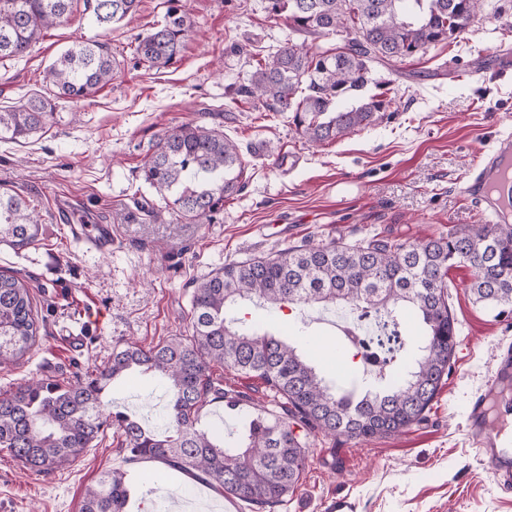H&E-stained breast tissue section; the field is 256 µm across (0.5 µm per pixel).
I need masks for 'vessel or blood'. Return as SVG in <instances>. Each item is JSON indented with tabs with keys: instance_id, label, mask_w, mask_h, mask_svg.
Segmentation results:
<instances>
[{
	"instance_id": "vessel-or-blood-1",
	"label": "vessel or blood",
	"mask_w": 512,
	"mask_h": 512,
	"mask_svg": "<svg viewBox=\"0 0 512 512\" xmlns=\"http://www.w3.org/2000/svg\"><path fill=\"white\" fill-rule=\"evenodd\" d=\"M467 197L478 204L492 223L512 222V137H499L492 157L471 176L465 187ZM57 212L72 237L88 240L98 250L112 247V227L108 224H90L80 217L76 205L68 199L60 200ZM492 383L500 388L512 386V348L500 347L495 353ZM484 396H476L470 405L468 429L479 455L487 464L499 489L512 494V437L500 435L486 420Z\"/></svg>"
}]
</instances>
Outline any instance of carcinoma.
Wrapping results in <instances>:
<instances>
[{
    "instance_id": "1",
    "label": "carcinoma",
    "mask_w": 512,
    "mask_h": 512,
    "mask_svg": "<svg viewBox=\"0 0 512 512\" xmlns=\"http://www.w3.org/2000/svg\"><path fill=\"white\" fill-rule=\"evenodd\" d=\"M286 15L295 34L341 38L324 49L293 40L258 60L238 94L272 112H291L299 135L313 144L336 141L374 124L391 105L383 92L368 98L372 65L402 62L465 31L486 0H267ZM78 0H0V59L24 54L42 30L74 13ZM162 24L136 38L135 56L166 68L191 28L187 0H169ZM102 27L136 11L138 0H84ZM112 55L96 41L76 44L46 71L47 96L0 111V136L26 138L54 115V100H81L112 82ZM343 100L356 104L342 108ZM245 161L223 133L184 124L161 136L143 167L146 183L165 208L191 224H210L224 199L244 187ZM38 212L0 189V244L15 250L39 241ZM474 269V301L501 317L512 313V224H464L446 237L392 244L330 242L285 248L271 256L230 263L198 282L191 295L192 335L148 349L116 348L95 373L73 382L34 380L0 393V451L34 473L75 462L109 425L103 397L112 381L131 372L159 377L168 395L167 423L152 431L115 414L133 458L158 460L208 483L227 497L272 509L298 483L310 436L368 440L392 436L419 422L448 376L458 344L448 304V271ZM255 300L339 306L353 317L358 372L329 384L310 354L235 317L230 305ZM37 336L27 282L0 274V367L23 357ZM219 364L256 377L272 393L275 410L251 416L230 447L201 426L213 403L230 408L243 396L213 378ZM126 474L109 470L90 485L79 512H126Z\"/></svg>"
}]
</instances>
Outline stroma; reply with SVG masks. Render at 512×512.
<instances>
[{
	"label": "stroma",
	"instance_id": "1",
	"mask_svg": "<svg viewBox=\"0 0 512 512\" xmlns=\"http://www.w3.org/2000/svg\"><path fill=\"white\" fill-rule=\"evenodd\" d=\"M457 38L395 68L375 67L393 104L375 124L317 146L296 131L288 112L267 111L238 95L256 60L290 35L266 0H189L194 22L176 62L149 67L133 53L138 35L161 24L168 0H140L136 14L111 28L78 11L49 28L22 57L0 61V109L46 92L48 66L75 43L105 44L116 75L89 98L59 102L46 127L0 138V188L30 201L41 239L17 252L0 244V273L25 278L33 296L36 343L18 364L0 369V390L20 382L75 380L134 342L148 348L191 333L195 283L224 265L289 246L378 236L395 243L447 235L487 218L458 193L494 138L512 133V71L491 69L512 50V0H497ZM197 124L222 130L248 161L244 190L224 202L213 223L188 224L146 207L160 201L143 166L166 131ZM74 199L112 226V251L73 242L56 202ZM473 270L448 273V303L458 346L452 371L424 420L406 431L363 442L316 435L306 468L273 512H512L467 429L469 403L491 393L496 347L512 346V316L497 318L470 293ZM269 329H304L319 340L325 376L345 375V352L321 335L309 310L288 306L274 317L255 310ZM81 337L72 345L70 337ZM164 387L150 376L116 379L108 395L120 411L158 429ZM111 425L69 466L47 474L26 470L0 452V512H78L101 471L127 472L128 512H159L163 499L202 495L217 508L256 512L200 480L154 460L130 458Z\"/></svg>",
	"mask_w": 512,
	"mask_h": 512
}]
</instances>
